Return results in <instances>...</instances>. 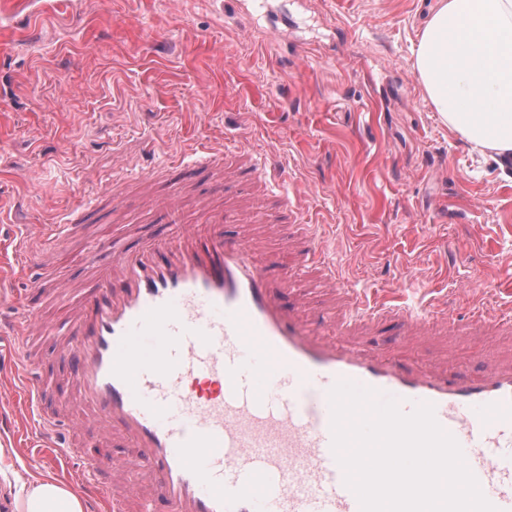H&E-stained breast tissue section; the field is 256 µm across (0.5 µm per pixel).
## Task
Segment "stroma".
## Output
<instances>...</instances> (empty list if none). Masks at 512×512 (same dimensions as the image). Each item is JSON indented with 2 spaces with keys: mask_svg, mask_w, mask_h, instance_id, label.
<instances>
[{
  "mask_svg": "<svg viewBox=\"0 0 512 512\" xmlns=\"http://www.w3.org/2000/svg\"><path fill=\"white\" fill-rule=\"evenodd\" d=\"M434 0H0V239L40 246L69 211L98 203L101 223L59 237L53 268L85 278L93 244L144 220L168 190L165 162L202 146L274 159L282 200L315 225L350 287L463 319L512 308V180L443 124L413 67ZM153 175L103 195L120 155ZM48 379L61 306L43 310ZM388 355L477 375L512 338L410 335L383 322L354 338ZM29 423L0 441L10 471L0 512L36 477L79 481Z\"/></svg>",
  "mask_w": 512,
  "mask_h": 512,
  "instance_id": "35a3bbf8",
  "label": "stroma"
}]
</instances>
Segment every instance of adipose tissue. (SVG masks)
I'll use <instances>...</instances> for the list:
<instances>
[{"instance_id": "1", "label": "adipose tissue", "mask_w": 512, "mask_h": 512, "mask_svg": "<svg viewBox=\"0 0 512 512\" xmlns=\"http://www.w3.org/2000/svg\"><path fill=\"white\" fill-rule=\"evenodd\" d=\"M425 99L474 150L512 170V0H435L414 51ZM17 512H84L63 480L23 485Z\"/></svg>"}]
</instances>
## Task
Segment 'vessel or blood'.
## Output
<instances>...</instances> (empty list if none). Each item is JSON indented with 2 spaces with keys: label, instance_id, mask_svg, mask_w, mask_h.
<instances>
[{
  "label": "vessel or blood",
  "instance_id": "1",
  "mask_svg": "<svg viewBox=\"0 0 512 512\" xmlns=\"http://www.w3.org/2000/svg\"><path fill=\"white\" fill-rule=\"evenodd\" d=\"M226 160L209 151L168 167L172 189L153 228L112 237L108 260L88 253L78 298L48 280L45 251L18 246L30 315L0 319V334L37 335L45 296L69 305L57 410L44 406L40 371L19 372L35 426L62 434L78 456L88 430L126 451L105 465L85 459L88 512H361L332 451L329 392L343 380L397 399L405 413L432 404L485 497L512 512V360L472 376L352 343L388 316L414 336L460 324L441 310L367 304L324 261L313 225L303 227L296 267L225 235V225L255 222L251 208L204 206L187 218L182 197L200 184L221 194L229 179L268 190L280 180L276 163ZM303 269L339 289L350 311L343 325L304 314L291 289ZM467 325L511 336L512 312L477 309Z\"/></svg>",
  "mask_w": 512,
  "mask_h": 512
}]
</instances>
